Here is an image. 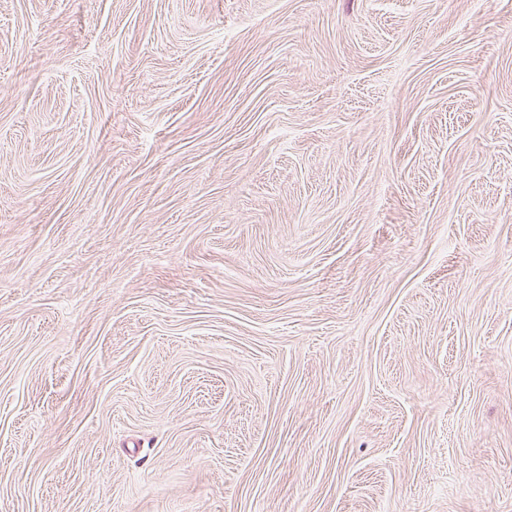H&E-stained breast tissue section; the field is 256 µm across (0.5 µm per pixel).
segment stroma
Here are the masks:
<instances>
[{
	"label": "stroma",
	"instance_id": "obj_1",
	"mask_svg": "<svg viewBox=\"0 0 512 512\" xmlns=\"http://www.w3.org/2000/svg\"><path fill=\"white\" fill-rule=\"evenodd\" d=\"M0 512H512V0H0Z\"/></svg>",
	"mask_w": 512,
	"mask_h": 512
}]
</instances>
